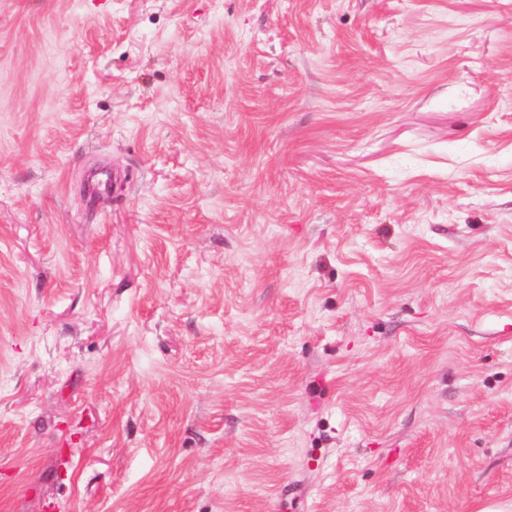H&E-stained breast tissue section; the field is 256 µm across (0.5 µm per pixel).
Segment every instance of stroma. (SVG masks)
I'll return each mask as SVG.
<instances>
[{
  "instance_id": "obj_1",
  "label": "stroma",
  "mask_w": 512,
  "mask_h": 512,
  "mask_svg": "<svg viewBox=\"0 0 512 512\" xmlns=\"http://www.w3.org/2000/svg\"><path fill=\"white\" fill-rule=\"evenodd\" d=\"M511 501L512 0H0V512Z\"/></svg>"
}]
</instances>
